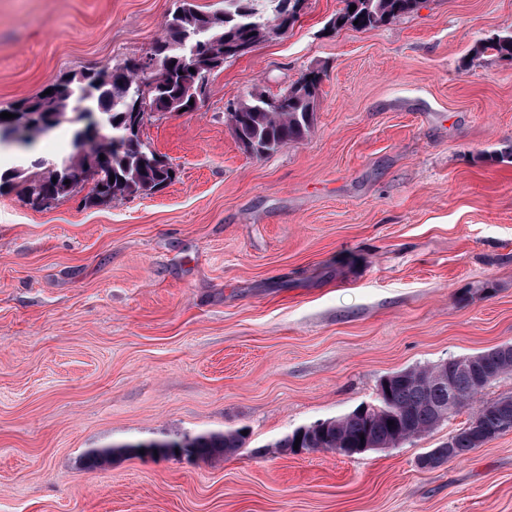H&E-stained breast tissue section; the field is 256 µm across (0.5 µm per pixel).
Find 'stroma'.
<instances>
[{
	"label": "stroma",
	"mask_w": 512,
	"mask_h": 512,
	"mask_svg": "<svg viewBox=\"0 0 512 512\" xmlns=\"http://www.w3.org/2000/svg\"><path fill=\"white\" fill-rule=\"evenodd\" d=\"M177 0H0V110L143 56ZM306 0L143 137L176 177L47 209L0 195V512H512V432L428 468L467 406L395 448L283 452L388 374L512 344V0H421L366 31ZM324 73L307 138L258 156L230 103ZM62 125L0 167L72 153ZM244 428L235 454L86 449ZM486 50L494 51L500 58L512 60V30L494 33L481 45L480 49H477V53Z\"/></svg>",
	"instance_id": "35a3bbf8"
}]
</instances>
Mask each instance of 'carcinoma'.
<instances>
[{
	"label": "carcinoma",
	"mask_w": 512,
	"mask_h": 512,
	"mask_svg": "<svg viewBox=\"0 0 512 512\" xmlns=\"http://www.w3.org/2000/svg\"><path fill=\"white\" fill-rule=\"evenodd\" d=\"M259 0H224V10L202 13L190 0L180 5L165 23L162 35L139 58L99 70H81L47 85L52 93L18 101L8 109L19 120H30L34 113H52V127L63 122L73 125L75 147L81 146L79 130L97 120L105 131L96 160L101 177L86 183H65L70 169L84 164L81 151L60 160L33 161V171H0V195L12 190L31 196L52 193L61 201L84 188L85 205L94 207L108 197L121 200L154 193L173 181V167L142 138V127L154 113L190 112L194 78L208 79L211 72L229 59L240 57L236 49L243 44L255 46L262 41L283 36L298 18L282 19L272 10H262ZM420 0H344L335 17L334 28L366 31L413 13ZM356 6L349 11L350 6ZM492 50L512 60V30L490 36L478 52ZM155 55L164 56L160 68L151 67ZM322 72L310 69L270 106L266 97L252 95L234 103L228 121L236 139L252 146L258 156L277 151L282 146L306 138L314 125ZM486 373L485 385L512 372V359L505 360L498 349L480 353ZM470 381L464 375L451 386L440 383L437 367L412 368L391 383L377 403L327 420L312 436L297 428L275 443L283 451H294L296 438L306 451H332L342 448H392L408 433L421 435L441 422L439 415H449L460 406L449 407L448 395L464 400L469 397ZM512 428V396L483 402L469 422L450 441L430 453L436 464L489 442ZM242 430L184 435L178 440L123 444L94 448L84 456L88 469L102 467L116 456L157 455L170 458L178 453L188 459H211L237 452L245 444Z\"/></svg>",
	"instance_id": "cac0c4a2"
}]
</instances>
